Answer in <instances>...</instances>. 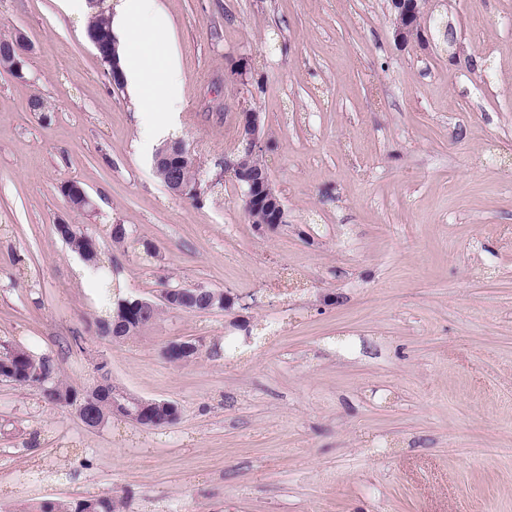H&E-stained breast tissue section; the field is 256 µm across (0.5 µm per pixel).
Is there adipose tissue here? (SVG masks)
Returning a JSON list of instances; mask_svg holds the SVG:
<instances>
[{
  "instance_id": "ef3b65f1",
  "label": "adipose tissue",
  "mask_w": 512,
  "mask_h": 512,
  "mask_svg": "<svg viewBox=\"0 0 512 512\" xmlns=\"http://www.w3.org/2000/svg\"><path fill=\"white\" fill-rule=\"evenodd\" d=\"M157 17L156 0H118L120 66L137 96L171 111L177 103L171 91L179 86L180 73L169 65L165 46L145 25Z\"/></svg>"
}]
</instances>
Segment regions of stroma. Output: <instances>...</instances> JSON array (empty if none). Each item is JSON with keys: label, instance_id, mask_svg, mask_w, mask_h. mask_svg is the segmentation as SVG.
Returning <instances> with one entry per match:
<instances>
[{"label": "stroma", "instance_id": "1", "mask_svg": "<svg viewBox=\"0 0 512 512\" xmlns=\"http://www.w3.org/2000/svg\"><path fill=\"white\" fill-rule=\"evenodd\" d=\"M179 109L141 112L63 0H0L23 77L0 68V344L60 377L180 409L91 429L0 380V512L117 496L124 512H512V0H429L398 46L389 0H157ZM40 97L44 112L29 102ZM261 112L287 222L257 230L224 170ZM185 142L200 200L151 172ZM80 182L95 207L60 192ZM100 240L124 298L227 290L95 333L96 278L56 235ZM123 224L156 255L113 245ZM199 343L193 362L164 355ZM204 296L209 303L208 310H215L225 306V295L224 292L211 291L210 289L203 287H178V288H166L162 293V298L165 302L178 306L183 310L188 309L185 305V299L187 297ZM189 307L193 308V312H208L201 306L198 300H192L189 302Z\"/></svg>", "mask_w": 512, "mask_h": 512}]
</instances>
